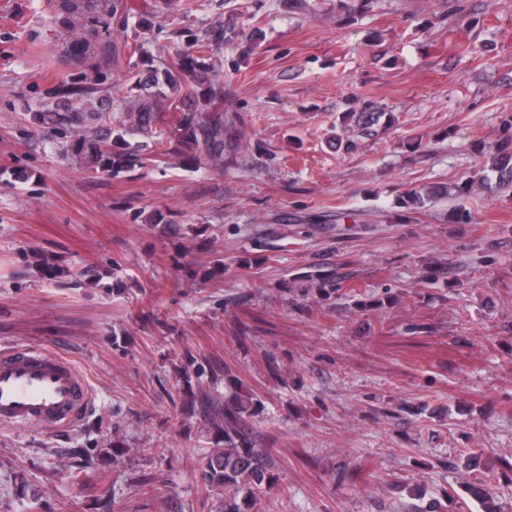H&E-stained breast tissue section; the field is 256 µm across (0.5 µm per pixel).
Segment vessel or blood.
I'll return each mask as SVG.
<instances>
[{"instance_id":"b4317fda","label":"vessel or blood","mask_w":512,"mask_h":512,"mask_svg":"<svg viewBox=\"0 0 512 512\" xmlns=\"http://www.w3.org/2000/svg\"><path fill=\"white\" fill-rule=\"evenodd\" d=\"M89 390L65 359L48 349L0 353V424L54 430L76 421Z\"/></svg>"}]
</instances>
